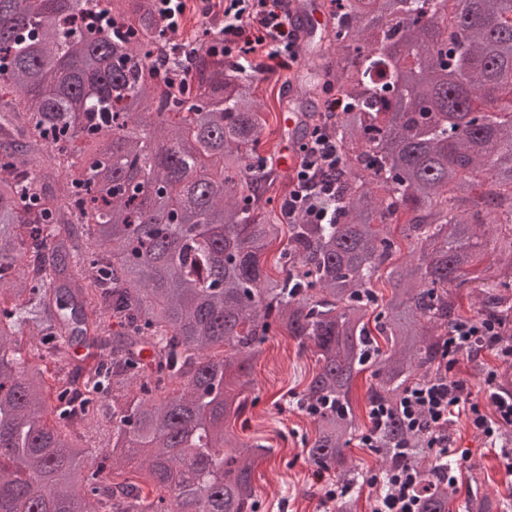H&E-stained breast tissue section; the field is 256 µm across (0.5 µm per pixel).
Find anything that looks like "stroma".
Returning a JSON list of instances; mask_svg holds the SVG:
<instances>
[{
    "instance_id": "obj_1",
    "label": "stroma",
    "mask_w": 512,
    "mask_h": 512,
    "mask_svg": "<svg viewBox=\"0 0 512 512\" xmlns=\"http://www.w3.org/2000/svg\"><path fill=\"white\" fill-rule=\"evenodd\" d=\"M254 61L259 76L257 97L268 112L263 150L278 159L289 142L284 119L291 103L283 92L284 83L299 74L300 66H278L262 51ZM314 369L312 354L298 352L291 339L280 335L269 338L253 366L250 403L236 428L239 434L270 448L269 455L259 459L253 478L261 512H325L324 481L303 452L305 440L314 435V425L304 412L286 402L288 392L301 391ZM448 436L459 466L456 503H463L474 479L490 495L512 496V478L504 472L499 449L488 447L465 416L454 417Z\"/></svg>"
}]
</instances>
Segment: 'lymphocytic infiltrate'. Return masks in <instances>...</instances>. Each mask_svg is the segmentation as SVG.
I'll return each instance as SVG.
<instances>
[{
	"label": "lymphocytic infiltrate",
	"instance_id": "f902f5d3",
	"mask_svg": "<svg viewBox=\"0 0 512 512\" xmlns=\"http://www.w3.org/2000/svg\"><path fill=\"white\" fill-rule=\"evenodd\" d=\"M285 0H218L224 18V54L250 60L257 48L279 63L296 61L299 54ZM301 161L292 172V189L284 204L289 215H302L308 224H332L336 211L328 201L335 195L332 174L341 163L336 140L322 127H314L299 148ZM499 352L512 361V345L502 339V324L494 319L458 323L444 343V357L460 355L472 346ZM483 397H474L466 384L452 376L405 392L400 406L411 427L428 424L427 445L448 454L445 432L454 414L466 415L489 443L512 426V392L499 389L497 375L484 378ZM392 492L377 494L373 512H417L419 482L416 473L402 471L391 478Z\"/></svg>",
	"mask_w": 512,
	"mask_h": 512
}]
</instances>
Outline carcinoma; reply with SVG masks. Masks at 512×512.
Listing matches in <instances>:
<instances>
[{
  "instance_id": "obj_1",
  "label": "carcinoma",
  "mask_w": 512,
  "mask_h": 512,
  "mask_svg": "<svg viewBox=\"0 0 512 512\" xmlns=\"http://www.w3.org/2000/svg\"><path fill=\"white\" fill-rule=\"evenodd\" d=\"M427 2H322L295 136L328 129L342 164L336 223L306 224L267 197L291 176L257 153L258 65L213 49L218 20L183 38L155 0H0V512H259L271 448L226 420L277 330L315 357L293 405L327 482L362 478L371 368L379 487L411 469L418 512H450V461L399 404L442 375L452 289L490 247L512 262V0ZM330 89L352 108L322 110ZM473 318L509 326L512 296L478 289ZM374 381L371 377V370L364 372L356 382L351 397L353 406L356 408L358 421L363 427V431H367L369 427V419L367 416V388L370 382ZM375 434L373 430L367 431L363 434L361 444L359 441H353L349 448H351L350 454L354 459V462L359 465L360 471H363L365 479L371 474L377 472L379 466L376 461V454L373 450L375 448Z\"/></svg>"
}]
</instances>
